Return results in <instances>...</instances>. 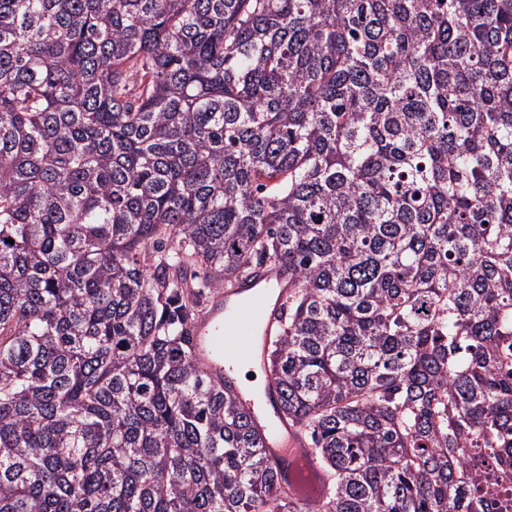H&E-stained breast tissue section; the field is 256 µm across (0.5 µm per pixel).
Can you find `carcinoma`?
I'll list each match as a JSON object with an SVG mask.
<instances>
[{
    "instance_id": "carcinoma-1",
    "label": "carcinoma",
    "mask_w": 512,
    "mask_h": 512,
    "mask_svg": "<svg viewBox=\"0 0 512 512\" xmlns=\"http://www.w3.org/2000/svg\"><path fill=\"white\" fill-rule=\"evenodd\" d=\"M283 266L313 506L192 353L207 294ZM511 486L512 0H0V512Z\"/></svg>"
}]
</instances>
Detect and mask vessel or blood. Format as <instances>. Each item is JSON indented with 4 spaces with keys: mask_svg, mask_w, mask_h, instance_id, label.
Segmentation results:
<instances>
[{
    "mask_svg": "<svg viewBox=\"0 0 512 512\" xmlns=\"http://www.w3.org/2000/svg\"><path fill=\"white\" fill-rule=\"evenodd\" d=\"M259 281L284 290L288 272L279 267L264 269L257 280L239 282L217 294L192 326L193 354L215 379L235 378L239 366L256 361L257 338H270L275 331L278 311L251 295ZM277 399L271 386L258 395L239 394L245 411L268 433L266 451L277 463L280 485L288 488L298 503L318 501L326 492L328 476L299 432L274 422Z\"/></svg>",
    "mask_w": 512,
    "mask_h": 512,
    "instance_id": "obj_1",
    "label": "vessel or blood"
}]
</instances>
